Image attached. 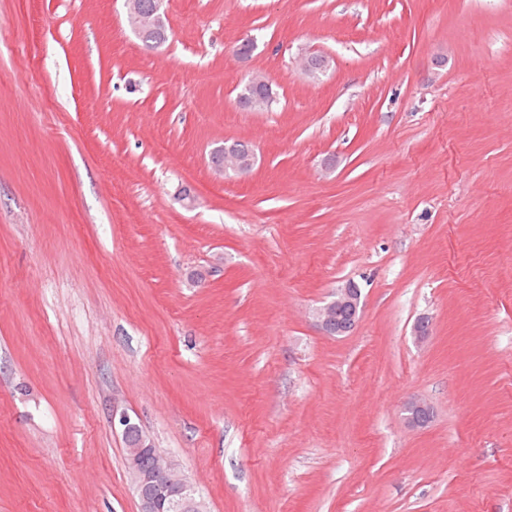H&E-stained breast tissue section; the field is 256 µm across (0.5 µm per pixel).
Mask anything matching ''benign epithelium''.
Wrapping results in <instances>:
<instances>
[{
    "mask_svg": "<svg viewBox=\"0 0 512 512\" xmlns=\"http://www.w3.org/2000/svg\"><path fill=\"white\" fill-rule=\"evenodd\" d=\"M126 4L128 22L135 34L165 26L164 0H156L154 10L149 13L140 10L138 0H126ZM252 164L253 159L240 158L228 152L220 159L219 168L236 171ZM343 312L356 318L362 312L361 294L348 283L336 288L331 299L316 309V320L324 333L342 336L350 330L348 324L340 320ZM406 412L409 423L416 427L430 421L431 408L422 400H410ZM112 425L119 427L124 435L140 429L130 414L116 409L112 410ZM126 466L140 501V512H162L164 507L168 512H204L203 502L197 499L194 487L175 462L161 454L145 436H139L135 446L128 449Z\"/></svg>",
    "mask_w": 512,
    "mask_h": 512,
    "instance_id": "benign-epithelium-1",
    "label": "benign epithelium"
}]
</instances>
